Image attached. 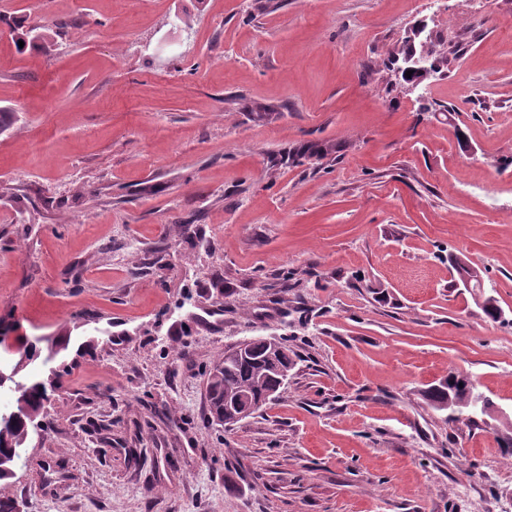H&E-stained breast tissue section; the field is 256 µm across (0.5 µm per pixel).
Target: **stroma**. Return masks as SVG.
I'll list each match as a JSON object with an SVG mask.
<instances>
[{"instance_id":"1","label":"stroma","mask_w":512,"mask_h":512,"mask_svg":"<svg viewBox=\"0 0 512 512\" xmlns=\"http://www.w3.org/2000/svg\"><path fill=\"white\" fill-rule=\"evenodd\" d=\"M0 321L68 337L15 512H512V0H0ZM448 47L408 91L392 54ZM295 365L224 429L225 349ZM453 259L457 265L459 273L461 275H467L471 277L474 280V284H477V278L480 276L481 272L478 269L470 266L460 257H455ZM469 277H461L457 283V286L458 288H462L461 291L463 293H469L472 296L475 304H478V306L481 307L484 303V299L486 298L484 296V281H482L481 287L478 289L473 286V281ZM459 383H463V387H459ZM437 385L438 387L423 391V397L435 409L448 404H462L467 401L472 391L475 392L470 381L453 372L441 378ZM490 414L492 418L497 422H511L512 419V408H510V412L504 408H497L496 410L490 411L483 402L481 396L475 395L470 403L467 405L466 414L462 417H469L470 419H476L477 416H485Z\"/></svg>"}]
</instances>
